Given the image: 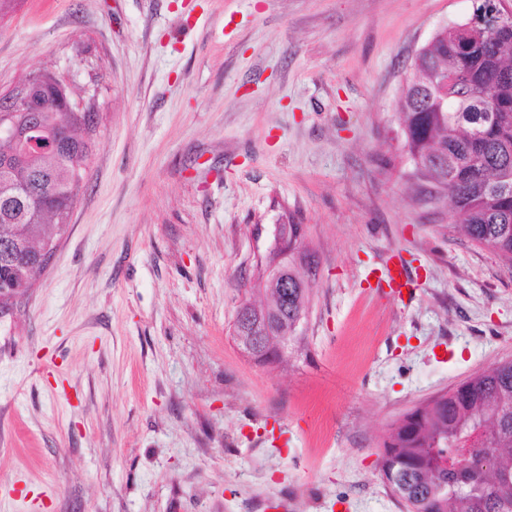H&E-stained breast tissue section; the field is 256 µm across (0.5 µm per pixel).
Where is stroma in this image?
I'll return each instance as SVG.
<instances>
[{"instance_id":"stroma-1","label":"stroma","mask_w":512,"mask_h":512,"mask_svg":"<svg viewBox=\"0 0 512 512\" xmlns=\"http://www.w3.org/2000/svg\"><path fill=\"white\" fill-rule=\"evenodd\" d=\"M470 0H12L0 94L98 124L50 262L0 312V512H406L392 425L512 362V271L408 176L398 95ZM318 273L286 363L232 332L283 213ZM400 257L395 304L369 272Z\"/></svg>"}]
</instances>
